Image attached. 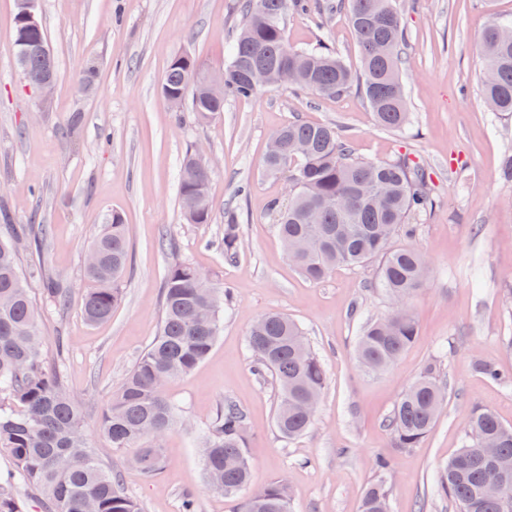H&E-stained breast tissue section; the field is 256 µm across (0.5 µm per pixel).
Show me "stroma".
Instances as JSON below:
<instances>
[{"label":"stroma","instance_id":"35a3bbf8","mask_svg":"<svg viewBox=\"0 0 512 512\" xmlns=\"http://www.w3.org/2000/svg\"><path fill=\"white\" fill-rule=\"evenodd\" d=\"M290 12V46L329 44L352 71L360 69L357 37L346 11ZM241 0H40L39 16L58 80L50 95L31 88L13 53L16 0H0V225L25 228L23 273L40 270L70 290L58 312L29 282L47 350L67 336L64 380L86 417L85 432L102 450L141 512H180L193 494L200 512H237L239 497L207 485L194 446L225 402L245 415L251 472L247 493L278 478L290 488L291 512H359L366 488L390 459L392 512H452L434 492L437 473L462 447L472 406L493 409L512 426V386L475 372L481 359L512 373V179L502 175L512 154V118L483 99L479 46L492 14L512 15V0H396L410 56L404 73L411 123L379 128L359 89L319 98L287 87L250 99L230 98L207 122L173 109L161 82L171 60L188 54L208 71L222 69L246 16ZM96 68L92 90L79 83ZM78 126H71L72 117ZM301 119L335 126L355 157L393 161L406 155L425 171L436 205L413 217V237L397 246L422 251L429 278L410 307L414 341L388 370L360 371L355 346L362 326L386 315L389 301L372 283L374 265L340 267L323 281L305 279L289 262L270 210L286 202L285 178L266 175L269 136ZM203 150L213 170L212 220L190 224L178 195L185 152ZM241 215L235 261L220 249L224 213ZM128 226L131 265L124 296L111 318L91 325L81 315L83 264L90 242L113 213ZM47 234L29 229L31 216ZM192 263L230 292L223 330L204 362L174 379L167 395L183 421L166 436L162 471L149 476L132 450H105L96 422L113 390L157 335L165 270ZM278 311L297 321L323 362L328 380L315 419L302 436L278 433L277 385L258 373L247 343L253 320ZM448 388L447 406L418 447H394L386 420L405 389L429 364Z\"/></svg>","mask_w":512,"mask_h":512}]
</instances>
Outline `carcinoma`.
<instances>
[{
  "label": "carcinoma",
  "mask_w": 512,
  "mask_h": 512,
  "mask_svg": "<svg viewBox=\"0 0 512 512\" xmlns=\"http://www.w3.org/2000/svg\"><path fill=\"white\" fill-rule=\"evenodd\" d=\"M247 22L233 44L229 62L217 72L224 97L251 98L262 89L279 87L282 69L294 74L289 86L314 96L336 98L348 92L354 75L326 44L297 49L288 45L284 21L289 12L307 7L306 0H242ZM348 8L361 49L360 86L376 123L389 130L410 124L405 86L406 62L401 15L394 0H330L328 12ZM511 17H495L481 40L479 81L484 100L494 112H512ZM198 61L175 57L161 83L167 101H187L201 121L224 111L205 98L196 77ZM271 175L288 178L289 200L271 204L276 231L289 260L311 282H319L338 266L377 263L375 286L392 302L384 318L367 323L357 342V359L368 372L392 366L417 335L410 300L427 278V261L412 247L392 245L400 232L413 234L411 217L433 206L422 167L408 157L392 162L360 161L349 144L327 124L290 122L270 137L264 158ZM212 171L196 150L180 165L179 197H194L196 210H183L190 224L211 220L209 185ZM10 225L0 228V451L16 465V476L40 490L52 512H140L137 501L120 487V478L98 462L97 449L84 434V421L63 379L64 340L58 341L54 364L45 354V337L30 287L18 265L17 240ZM90 248L98 265L84 269L86 289L82 315L98 324L111 318L120 303L129 265L128 227L120 214L101 226ZM241 248L240 220L224 213V259ZM46 297L58 309L69 304L68 288L54 282ZM224 286L191 264L169 263L163 286L162 316L157 336L112 393L97 422L99 435L114 450L130 448L132 462L153 476L164 467L163 441L182 413L166 395L167 384L190 374L208 356L221 329ZM248 347L259 372L273 373L278 385L275 424L281 437L303 435L315 418L326 386L324 365L311 349L299 324L280 313H266L252 325ZM485 379L512 384V375L479 360ZM446 404V391L430 367L401 396L387 427L394 446L416 448L436 424ZM466 440L442 469L439 496L455 512H504L512 501V483L488 496L485 487L507 474L512 477V427L482 406L470 409ZM209 484L226 496L237 495L249 482L245 415L224 403L200 437ZM284 479L244 498L238 512H289ZM389 491L381 478L364 493L360 512H384Z\"/></svg>",
  "instance_id": "obj_1"
}]
</instances>
